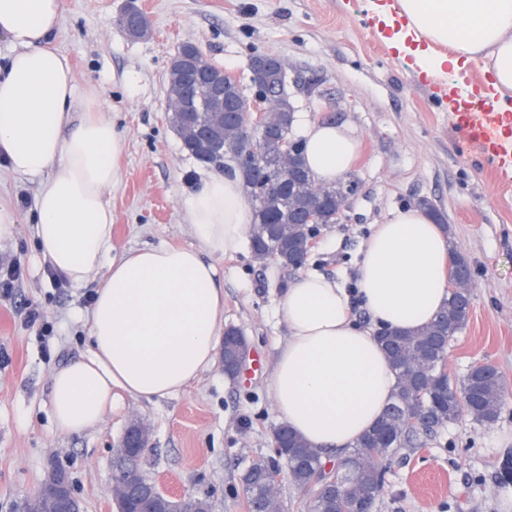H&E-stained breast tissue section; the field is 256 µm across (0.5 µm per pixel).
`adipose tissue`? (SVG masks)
I'll return each mask as SVG.
<instances>
[{
    "label": "adipose tissue",
    "instance_id": "ef3b65f1",
    "mask_svg": "<svg viewBox=\"0 0 512 512\" xmlns=\"http://www.w3.org/2000/svg\"><path fill=\"white\" fill-rule=\"evenodd\" d=\"M376 34L413 70L444 74L481 63L482 95L512 112V0H371ZM64 0H0V34L14 52L0 69V161L43 177L36 237L43 259L72 285L97 272L87 353L50 380L59 433L96 427L119 390L138 400L174 397L215 365L224 284L215 258L240 252L252 216L239 176L213 175L184 202L196 247L148 246L112 260V209L124 133L98 109V90L78 88L52 44ZM306 164L331 182L358 156L353 125L304 126ZM448 237L419 208L373 225L358 267L357 294L372 323L353 315L335 280L299 275L280 307L288 334L269 392L277 418L335 460L380 420L395 378L374 330L429 324L449 294Z\"/></svg>",
    "mask_w": 512,
    "mask_h": 512
}]
</instances>
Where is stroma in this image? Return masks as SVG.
<instances>
[{
	"mask_svg": "<svg viewBox=\"0 0 512 512\" xmlns=\"http://www.w3.org/2000/svg\"><path fill=\"white\" fill-rule=\"evenodd\" d=\"M132 0H64L54 45L79 87L96 86L103 112L125 133L112 207L111 257L152 246L190 247L184 198L212 170L182 148L168 120L167 70L177 46L194 42L204 58L248 83L251 49L288 67L294 133L333 103L361 147L352 171L360 191L340 223L321 227L304 272L353 288L371 225L429 200L451 227L456 252L470 263L475 288L466 328L448 346L447 369L461 381L477 364L495 366L505 398L491 424L463 419L389 464L375 512H512V185L479 159H466L447 104L366 24L370 0H133L149 21L130 37L118 19ZM318 78L319 95L307 81ZM40 182L0 162V207L15 218L0 237V261L19 262L15 302L0 301V512H14L63 467L81 512H113V450L130 420L150 427L140 472L172 497L208 495L212 512H248L241 477L274 457L279 421L268 384L278 342L287 336L280 298L296 274L256 263L250 250L216 258L224 280V324L242 330L262 373L234 379L206 371L183 394L157 401L119 395L96 427L63 435L49 412L52 373L86 352L89 288L57 284L35 237ZM37 306L52 326L41 336L25 321Z\"/></svg>",
	"mask_w": 512,
	"mask_h": 512,
	"instance_id": "1",
	"label": "stroma"
}]
</instances>
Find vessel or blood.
<instances>
[{"instance_id":"vessel-or-blood-1","label":"vessel or blood","mask_w":512,"mask_h":512,"mask_svg":"<svg viewBox=\"0 0 512 512\" xmlns=\"http://www.w3.org/2000/svg\"><path fill=\"white\" fill-rule=\"evenodd\" d=\"M449 118L459 143L490 165L500 180L512 183V114L482 103L476 112H453Z\"/></svg>"}]
</instances>
